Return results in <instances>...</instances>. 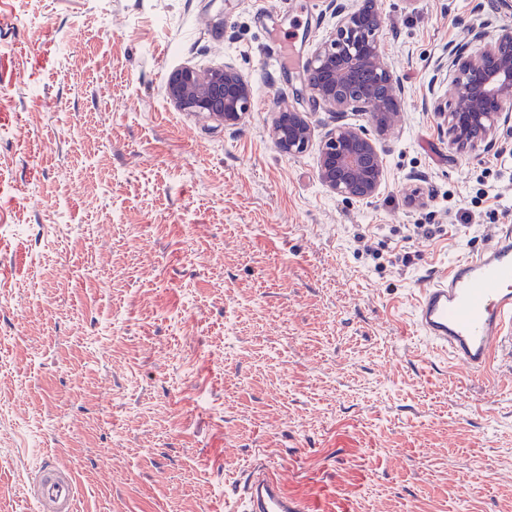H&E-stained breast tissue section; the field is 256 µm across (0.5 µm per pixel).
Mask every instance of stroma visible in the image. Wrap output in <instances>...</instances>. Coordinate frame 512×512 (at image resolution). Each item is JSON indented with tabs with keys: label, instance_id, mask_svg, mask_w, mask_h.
<instances>
[{
	"label": "stroma",
	"instance_id": "35a3bbf8",
	"mask_svg": "<svg viewBox=\"0 0 512 512\" xmlns=\"http://www.w3.org/2000/svg\"><path fill=\"white\" fill-rule=\"evenodd\" d=\"M376 2L403 106L378 196L346 202L319 140L269 135L285 104L375 134L302 83L331 0H0V512L49 456L77 512H241L258 460L309 512H512V373L465 376L413 321L512 225V121L463 154L425 103L459 18L512 11ZM226 62L241 124L170 103L171 73Z\"/></svg>",
	"mask_w": 512,
	"mask_h": 512
}]
</instances>
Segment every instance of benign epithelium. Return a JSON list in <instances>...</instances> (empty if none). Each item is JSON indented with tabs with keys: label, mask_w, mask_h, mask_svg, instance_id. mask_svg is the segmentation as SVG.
Instances as JSON below:
<instances>
[{
	"label": "benign epithelium",
	"mask_w": 512,
	"mask_h": 512,
	"mask_svg": "<svg viewBox=\"0 0 512 512\" xmlns=\"http://www.w3.org/2000/svg\"><path fill=\"white\" fill-rule=\"evenodd\" d=\"M336 24L307 59L302 79L314 106L328 112H369L379 131L390 128L400 105V83L378 39L383 16L378 7L332 0ZM479 48L448 53L451 99L433 98V112L448 143L460 152L497 142L503 114L512 111V22L488 30L464 24ZM167 98L179 109L204 114L224 125L239 123L250 111L252 87L226 62L206 71L183 67L173 73ZM271 135L278 151L304 152L313 128L306 116L288 106L275 113ZM318 179L331 193L348 200H370L384 179L382 151L363 129L339 124L328 130L318 160Z\"/></svg>",
	"instance_id": "1"
}]
</instances>
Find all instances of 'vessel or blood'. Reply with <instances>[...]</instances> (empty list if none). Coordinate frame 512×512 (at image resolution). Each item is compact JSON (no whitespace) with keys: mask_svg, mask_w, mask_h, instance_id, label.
I'll return each instance as SVG.
<instances>
[{"mask_svg":"<svg viewBox=\"0 0 512 512\" xmlns=\"http://www.w3.org/2000/svg\"><path fill=\"white\" fill-rule=\"evenodd\" d=\"M414 319L431 346L467 373L512 368V232L420 288ZM243 486L245 512H305V504L266 468L246 472ZM30 490L40 512H76L73 477L54 459L42 463Z\"/></svg>","mask_w":512,"mask_h":512,"instance_id":"b4317fda","label":"vessel or blood"}]
</instances>
